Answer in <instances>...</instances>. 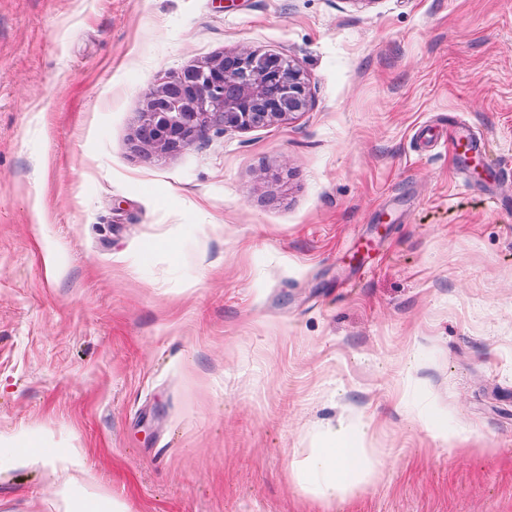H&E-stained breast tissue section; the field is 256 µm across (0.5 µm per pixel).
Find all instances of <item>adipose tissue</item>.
Segmentation results:
<instances>
[{
  "instance_id": "obj_1",
  "label": "adipose tissue",
  "mask_w": 512,
  "mask_h": 512,
  "mask_svg": "<svg viewBox=\"0 0 512 512\" xmlns=\"http://www.w3.org/2000/svg\"><path fill=\"white\" fill-rule=\"evenodd\" d=\"M377 462L366 449V434L337 428L328 447L294 460L293 469L306 474L321 498H345L355 485L368 483Z\"/></svg>"
}]
</instances>
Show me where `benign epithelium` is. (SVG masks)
Listing matches in <instances>:
<instances>
[{
    "mask_svg": "<svg viewBox=\"0 0 512 512\" xmlns=\"http://www.w3.org/2000/svg\"><path fill=\"white\" fill-rule=\"evenodd\" d=\"M306 77L281 54L243 49L217 54L159 82L145 95L136 131L138 149L169 154L216 128L245 129L304 111Z\"/></svg>",
    "mask_w": 512,
    "mask_h": 512,
    "instance_id": "obj_1",
    "label": "benign epithelium"
}]
</instances>
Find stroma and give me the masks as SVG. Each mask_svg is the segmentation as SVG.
Wrapping results in <instances>:
<instances>
[{"label":"stroma","mask_w":512,"mask_h":512,"mask_svg":"<svg viewBox=\"0 0 512 512\" xmlns=\"http://www.w3.org/2000/svg\"><path fill=\"white\" fill-rule=\"evenodd\" d=\"M243 48L306 110L135 150ZM459 120L512 200V0H0V512H512V203ZM341 425L379 473L328 503L292 463Z\"/></svg>","instance_id":"obj_1"}]
</instances>
